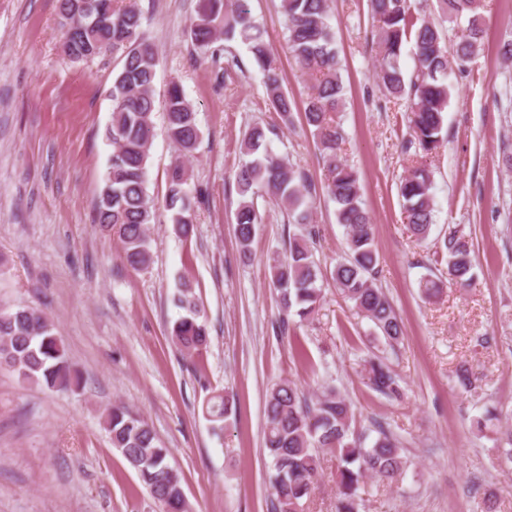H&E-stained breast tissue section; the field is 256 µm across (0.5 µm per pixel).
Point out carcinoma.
<instances>
[{
  "label": "carcinoma",
  "instance_id": "cac0c4a2",
  "mask_svg": "<svg viewBox=\"0 0 512 512\" xmlns=\"http://www.w3.org/2000/svg\"><path fill=\"white\" fill-rule=\"evenodd\" d=\"M286 19L289 51L295 64L308 75L310 86L303 102L305 123L313 129L320 158L327 172L325 186L336 204L337 223L347 232V252L333 267L330 277L357 314L372 324L373 338L393 347L404 339V324L386 293L378 286L379 255L373 224L364 207L358 172L344 158L346 134L338 118L343 103L340 61L335 32L329 24L327 0H280ZM64 52L74 62L94 58L92 52L112 48L122 68L112 83V122L105 136L112 155L96 205V223L116 235L126 264L133 269L150 261L148 224L155 219L154 204L147 191L149 148L155 135L153 86L157 53L141 32L142 15L136 0H58ZM372 37L380 54L377 74L379 90L387 97L406 103L411 139L405 147L410 157L423 159L435 153L444 137L448 109V52L443 29L423 22L416 24L407 0H370ZM443 21L460 30L455 58L464 67L482 49L485 18L478 0H438ZM195 46L215 65L222 48L215 43L239 40L258 66L267 99L284 122L291 121L294 99L282 84L264 31L252 17L248 0H205L191 25ZM414 41L417 68L405 79L399 58L404 41ZM166 131L182 155L193 152L201 138L196 112L180 84H170L165 102ZM241 148L250 160L236 173L243 200L234 214V232L243 257L262 216L254 198L263 192L275 195L287 213L288 223L299 231L288 234L287 254L271 263L272 284L279 292L283 333L290 317L310 319L318 310L322 269L315 260L313 244L319 228L310 221L312 182L266 141L263 127H251ZM186 165L175 161L168 172L164 207L171 212L174 231L189 236L194 229V206L205 203L203 191L188 188ZM432 173L418 162L399 187L407 228L418 242L425 241L433 226ZM440 248L445 251L448 282L424 278L420 288L433 298L443 285L469 288L475 274L472 244L459 224L448 225ZM176 304L186 311L171 330V340L188 353H199L208 345V330L199 320L192 288L178 289ZM0 369L14 372L21 383L47 390L71 389L82 377L70 360L66 347L44 313L32 307L0 308ZM366 385L389 399H399L398 375L383 360L365 361ZM236 411L228 394L213 393L204 412L224 429V421ZM112 440L127 463L138 474L152 497L166 512H185L186 501L178 475L169 466V450L153 427L122 405L103 415ZM351 402L334 388L326 389L314 402L300 396L289 381L274 385L266 398L264 446L273 462L270 476L272 512H306V504L317 483L320 456L330 454L338 461L336 512H360L362 483L367 477L394 483L406 471L408 460L400 440L384 425H376L377 437L363 447L365 436L354 429Z\"/></svg>",
  "mask_w": 512,
  "mask_h": 512
}]
</instances>
